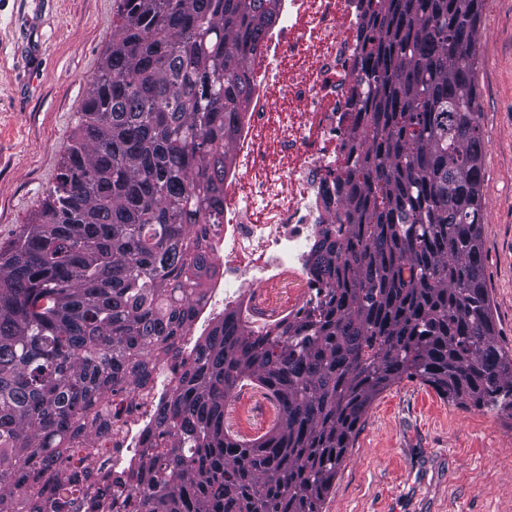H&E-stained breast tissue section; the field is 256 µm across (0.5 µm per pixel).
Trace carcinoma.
I'll use <instances>...</instances> for the list:
<instances>
[{"label": "carcinoma", "mask_w": 512, "mask_h": 512, "mask_svg": "<svg viewBox=\"0 0 512 512\" xmlns=\"http://www.w3.org/2000/svg\"><path fill=\"white\" fill-rule=\"evenodd\" d=\"M279 2L119 0L57 182L0 253V512H71L111 427L99 404L143 385L189 330L214 271L203 225L224 213ZM360 5L354 161L323 190L334 222L309 256L324 296L265 336L224 311L156 408L166 441L101 475L93 512L125 485L136 512H322L366 410L404 377L512 416L481 247L484 0ZM248 382L278 417L243 442L224 412Z\"/></svg>", "instance_id": "carcinoma-1"}]
</instances>
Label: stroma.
Returning <instances> with one entry per match:
<instances>
[{
	"label": "stroma",
	"mask_w": 512,
	"mask_h": 512,
	"mask_svg": "<svg viewBox=\"0 0 512 512\" xmlns=\"http://www.w3.org/2000/svg\"><path fill=\"white\" fill-rule=\"evenodd\" d=\"M119 0H0V249L37 216L80 122ZM483 153L482 250L496 335L512 350V0H485L474 73ZM242 440L276 422L264 390L227 407ZM322 512H512V419L463 409L416 379L363 416Z\"/></svg>",
	"instance_id": "stroma-1"
}]
</instances>
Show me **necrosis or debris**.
<instances>
[{"label":"necrosis or debris","instance_id":"necrosis-or-debris-1","mask_svg":"<svg viewBox=\"0 0 512 512\" xmlns=\"http://www.w3.org/2000/svg\"><path fill=\"white\" fill-rule=\"evenodd\" d=\"M360 24L357 0H281L279 16L255 54L250 106L240 116L234 139L238 163L224 181L229 191L243 181L250 189L235 207L225 208L221 224L212 228L211 244L224 273L195 304L194 327L208 328L232 309L252 335L262 336L293 317L301 302L322 295L323 285L309 269V243L320 225L334 219L324 208L322 190L349 160L353 113L348 90ZM288 55L307 65L290 88L297 109L285 115L272 150L266 137L269 90L279 84ZM286 283L295 286L297 302L276 307L259 295L262 286ZM195 348L192 335L180 337L175 351L154 364L144 386L117 393L123 410L99 440L101 451L90 461L94 476L85 482L74 512H92L97 475L127 469L148 452L156 440L149 410L193 365Z\"/></svg>","mask_w":512,"mask_h":512}]
</instances>
